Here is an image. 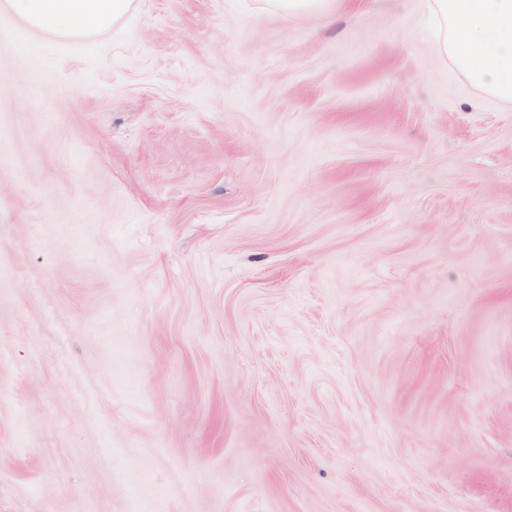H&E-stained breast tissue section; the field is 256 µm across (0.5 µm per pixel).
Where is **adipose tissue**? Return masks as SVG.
Masks as SVG:
<instances>
[{
    "instance_id": "1",
    "label": "adipose tissue",
    "mask_w": 512,
    "mask_h": 512,
    "mask_svg": "<svg viewBox=\"0 0 512 512\" xmlns=\"http://www.w3.org/2000/svg\"><path fill=\"white\" fill-rule=\"evenodd\" d=\"M134 0H0L28 29L55 38L107 32ZM436 55L481 94L512 108V0H429Z\"/></svg>"
}]
</instances>
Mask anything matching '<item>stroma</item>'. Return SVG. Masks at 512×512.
<instances>
[{"label":"stroma","mask_w":512,"mask_h":512,"mask_svg":"<svg viewBox=\"0 0 512 512\" xmlns=\"http://www.w3.org/2000/svg\"><path fill=\"white\" fill-rule=\"evenodd\" d=\"M0 512H512V109L427 0L0 10ZM134 0H2L28 29L55 38H89L107 32ZM330 0H273L276 7L288 15L318 13L326 8Z\"/></svg>","instance_id":"1"}]
</instances>
